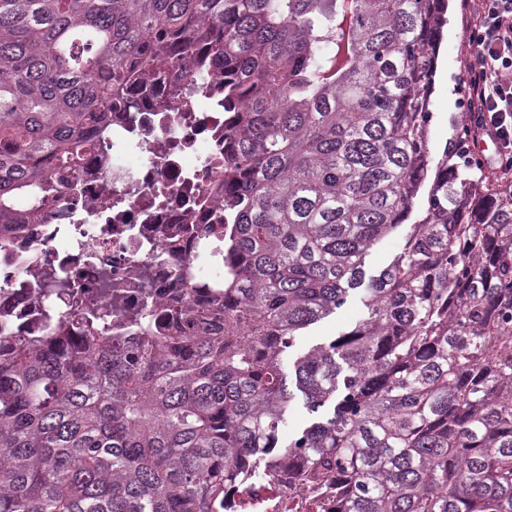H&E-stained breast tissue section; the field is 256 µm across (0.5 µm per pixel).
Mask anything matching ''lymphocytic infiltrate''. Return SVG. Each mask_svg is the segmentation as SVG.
<instances>
[{"label":"lymphocytic infiltrate","instance_id":"obj_1","mask_svg":"<svg viewBox=\"0 0 512 512\" xmlns=\"http://www.w3.org/2000/svg\"><path fill=\"white\" fill-rule=\"evenodd\" d=\"M470 60L465 122L472 138L488 137L501 166L512 167V0H469Z\"/></svg>","mask_w":512,"mask_h":512}]
</instances>
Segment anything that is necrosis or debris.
<instances>
[{
  "label": "necrosis or debris",
  "mask_w": 512,
  "mask_h": 512,
  "mask_svg": "<svg viewBox=\"0 0 512 512\" xmlns=\"http://www.w3.org/2000/svg\"><path fill=\"white\" fill-rule=\"evenodd\" d=\"M224 70L174 59L87 129L76 166L45 159L42 205L0 226V336H55L86 307L131 336L152 301L191 304L224 279Z\"/></svg>",
  "instance_id": "obj_1"
}]
</instances>
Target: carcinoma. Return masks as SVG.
Instances as JSON below:
<instances>
[{
	"label": "carcinoma",
	"mask_w": 512,
	"mask_h": 512,
	"mask_svg": "<svg viewBox=\"0 0 512 512\" xmlns=\"http://www.w3.org/2000/svg\"><path fill=\"white\" fill-rule=\"evenodd\" d=\"M445 0H0V225L42 202L168 46L209 45L239 128L222 288L144 336L12 337L0 357V512H225L257 478L306 512H512V178L429 91ZM425 216L365 279L369 251ZM364 287V315L285 369ZM301 396L313 420L281 440ZM265 460L258 474L256 460Z\"/></svg>",
	"instance_id": "obj_1"
}]
</instances>
